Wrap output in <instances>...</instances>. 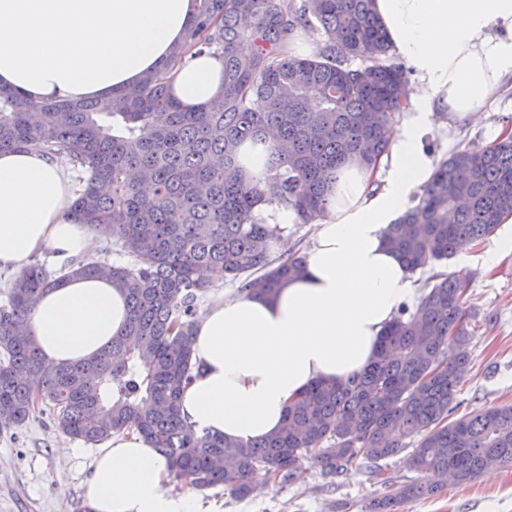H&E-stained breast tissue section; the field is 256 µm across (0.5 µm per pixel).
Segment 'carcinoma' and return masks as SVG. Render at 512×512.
Returning <instances> with one entry per match:
<instances>
[{
    "label": "carcinoma",
    "mask_w": 512,
    "mask_h": 512,
    "mask_svg": "<svg viewBox=\"0 0 512 512\" xmlns=\"http://www.w3.org/2000/svg\"><path fill=\"white\" fill-rule=\"evenodd\" d=\"M373 0H197L169 68L193 51L224 60V93L193 112L166 83L168 71L98 101L33 103L0 87V152L29 147L59 162L80 187L76 224L116 238L127 261L77 259L59 271L35 262L9 284L0 307V425L20 426L44 404L56 430L98 444L122 430L150 439L172 478L198 491L222 486L249 497L257 480L284 484L312 460L327 483L358 460L405 454L420 478L382 482L364 512H399L436 495L444 478L474 481L512 466V404L448 420L468 371V284L446 274L413 312L402 309L374 361L344 382L318 381L286 410L282 427L250 443L199 433L181 417L194 379L191 335L207 273L224 270L238 290L273 297L303 270L279 255L281 229L256 214L262 202L294 208L302 223L325 216L330 183L348 161L374 170L387 152L392 115L406 101L403 67ZM325 35L309 57L289 54L300 29ZM370 62L351 69L348 59ZM268 145L265 180L243 171L240 147ZM145 175L153 194L141 192ZM512 213V137L443 160L418 203L386 232L411 272L451 258ZM108 269L127 298L125 336L74 364L48 365L22 334L39 296L72 276Z\"/></svg>",
    "instance_id": "cac0c4a2"
}]
</instances>
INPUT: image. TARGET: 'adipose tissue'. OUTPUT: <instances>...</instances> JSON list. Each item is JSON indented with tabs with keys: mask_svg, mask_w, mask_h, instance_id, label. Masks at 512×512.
<instances>
[{
	"mask_svg": "<svg viewBox=\"0 0 512 512\" xmlns=\"http://www.w3.org/2000/svg\"><path fill=\"white\" fill-rule=\"evenodd\" d=\"M373 10L413 72L414 117L389 133L381 187L356 162L337 171L302 275L272 299L233 292L205 306L191 339L194 380L180 398L197 431L263 439L313 383L348 380L371 363L415 296L385 234L434 173L427 115L474 119L512 74V0H373ZM195 12L196 0H0V86L33 102L108 101L164 69ZM168 80L190 111L222 95L224 63L192 55ZM73 198L57 162L33 149L0 152V270L21 272L44 253L62 264L88 253L98 233L70 221ZM127 316L109 277L73 278L40 296L27 332L47 363H73L110 346ZM170 479L159 449L120 431L97 454L84 496L92 512H222L197 494L170 493Z\"/></svg>",
	"mask_w": 512,
	"mask_h": 512,
	"instance_id": "obj_1",
	"label": "adipose tissue"
}]
</instances>
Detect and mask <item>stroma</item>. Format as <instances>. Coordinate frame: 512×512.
I'll use <instances>...</instances> for the list:
<instances>
[{
    "mask_svg": "<svg viewBox=\"0 0 512 512\" xmlns=\"http://www.w3.org/2000/svg\"><path fill=\"white\" fill-rule=\"evenodd\" d=\"M503 127H512V77L488 97L479 121L432 113L426 141L440 161L456 151L485 148ZM506 237H512V223L413 275L418 289L439 274L459 275L469 285L471 363L456 396L459 417L512 404V256L492 269L483 264L486 251ZM97 451L58 433L38 414L23 426L0 428V512H83V488ZM379 491L364 464L352 466L329 488L319 467L309 462L292 484L276 485L270 493L260 490L238 500L215 487L205 496L222 501L224 512H331L337 503L347 504V512H361L362 503ZM402 512H512V467L486 471L465 485L447 484L434 497L404 505Z\"/></svg>",
    "mask_w": 512,
    "mask_h": 512,
    "instance_id": "1",
    "label": "stroma"
}]
</instances>
